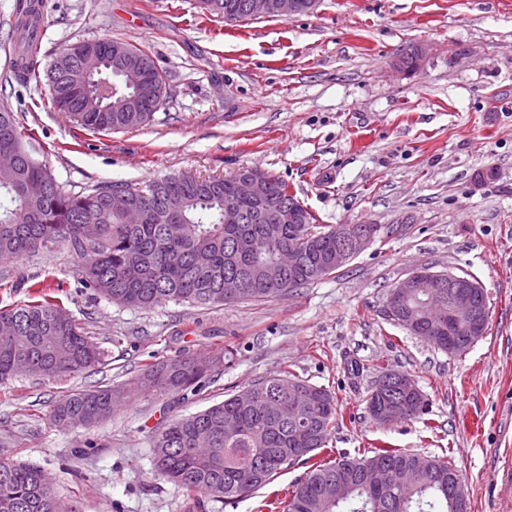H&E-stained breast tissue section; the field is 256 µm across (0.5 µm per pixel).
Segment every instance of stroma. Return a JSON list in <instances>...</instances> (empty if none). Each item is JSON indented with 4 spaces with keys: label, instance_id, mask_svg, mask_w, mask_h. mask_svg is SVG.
I'll return each instance as SVG.
<instances>
[{
    "label": "stroma",
    "instance_id": "35a3bbf8",
    "mask_svg": "<svg viewBox=\"0 0 512 512\" xmlns=\"http://www.w3.org/2000/svg\"><path fill=\"white\" fill-rule=\"evenodd\" d=\"M15 7L0 0V100L65 190L253 167L284 180L319 223L375 232L331 276L224 306L113 304L85 287L61 245L0 264V308L41 283L103 352L78 376L0 384V459L44 470L78 512H186V492L153 468L152 432L288 371L336 398L323 457L389 446L447 458L469 512H512L498 481L512 469V110L502 107L512 103V0H319L309 14L233 24L199 15L196 0H45L37 81L11 76ZM105 36L146 47L167 73L148 125L92 133L48 103L42 75L56 56ZM417 45L420 70L393 71L396 53ZM486 170L495 180L478 182ZM420 268L465 272L485 289L488 328L466 352L439 351L385 316L389 291ZM216 356L188 400L142 394L93 428L50 420L69 393L132 381L167 358ZM385 367L416 381L420 418L382 426L367 415ZM303 474L293 467L207 512H270Z\"/></svg>",
    "mask_w": 512,
    "mask_h": 512
}]
</instances>
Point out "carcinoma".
Segmentation results:
<instances>
[{"instance_id": "carcinoma-1", "label": "carcinoma", "mask_w": 512, "mask_h": 512, "mask_svg": "<svg viewBox=\"0 0 512 512\" xmlns=\"http://www.w3.org/2000/svg\"><path fill=\"white\" fill-rule=\"evenodd\" d=\"M248 0H198L202 12L224 17L246 10ZM42 24L39 13L25 10L13 24L16 67L23 78H37L27 69V55L35 48ZM91 44L109 56L119 39L103 37L79 41L63 49L50 67L53 82L49 101L67 112L77 126L93 132L124 130L151 122L164 99L130 91L107 66L92 80L79 75L75 50ZM131 65L141 62L151 81L165 82L149 52L132 50ZM28 130L17 122L7 102L0 103V154H17L15 164L0 167V262L62 245L77 259L82 278L98 294L125 306L150 308L175 301L192 305H229L268 301L336 272L327 258L336 251V228L317 223L306 207L301 221L268 224L250 202L235 200L241 219L224 223V178L174 175L135 189L138 206L147 218L129 224L127 208L112 201L113 184L88 192H67L55 181L47 162L27 147ZM272 198L283 210L296 195L274 177ZM299 248L302 261L289 278L269 279L266 271L283 249ZM243 277L239 294L224 297V275ZM11 308H0V383L38 367L43 378L80 374L101 361V351L83 328L59 304L40 294ZM403 307L422 308L421 317L436 321L421 327L417 337L448 351V299L425 302L423 291L407 289ZM211 371L191 358L158 362L130 386H105L73 392L53 406L55 423L71 420L93 426L123 406L134 390L171 395L181 400L196 393ZM312 394L314 451L294 456L301 444L295 429L280 410L294 391ZM259 397L249 406L234 394L204 411L178 418L152 435L156 470L186 490L189 512H206L205 501L237 502L272 484L295 464L308 466L305 476L275 501L282 512H452L448 503V474L458 475L451 461L422 456L405 448H376L371 455L314 460L325 447L337 421L336 398L318 385L285 371L255 384ZM408 409L402 419L418 418L426 403L393 391ZM234 416L240 430L224 435V417ZM372 465L396 468L419 466L425 478L414 486H392L372 493L362 475ZM346 490L332 502L329 487ZM0 512H76L60 498L41 469L0 461Z\"/></svg>"}]
</instances>
